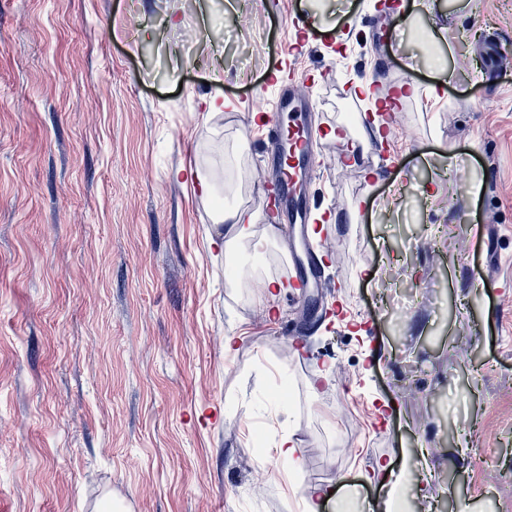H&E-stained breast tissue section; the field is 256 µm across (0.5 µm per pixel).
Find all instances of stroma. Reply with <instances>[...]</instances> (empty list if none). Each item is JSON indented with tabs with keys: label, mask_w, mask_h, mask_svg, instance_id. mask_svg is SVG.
<instances>
[{
	"label": "stroma",
	"mask_w": 512,
	"mask_h": 512,
	"mask_svg": "<svg viewBox=\"0 0 512 512\" xmlns=\"http://www.w3.org/2000/svg\"><path fill=\"white\" fill-rule=\"evenodd\" d=\"M399 4L0 0L9 512H305L339 483L377 512L383 464L404 512H512V69L494 68L512 0ZM299 12L318 29L298 49ZM292 53L315 76L296 96L333 118L306 193L332 219L343 315L311 317L312 365L265 288L276 168L248 118ZM359 83L420 88L384 167L336 147L364 137L337 94ZM225 208L252 216L245 248L226 246Z\"/></svg>",
	"instance_id": "obj_1"
}]
</instances>
